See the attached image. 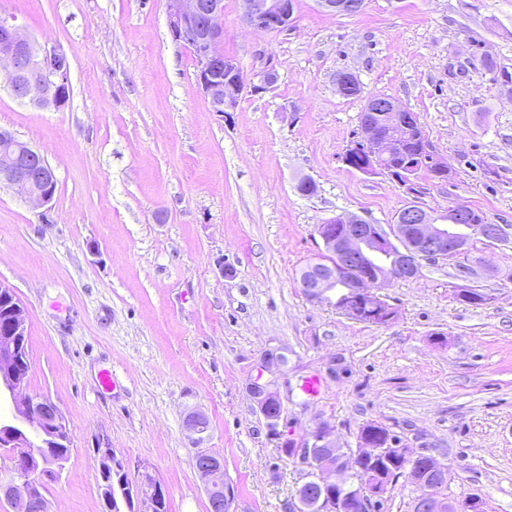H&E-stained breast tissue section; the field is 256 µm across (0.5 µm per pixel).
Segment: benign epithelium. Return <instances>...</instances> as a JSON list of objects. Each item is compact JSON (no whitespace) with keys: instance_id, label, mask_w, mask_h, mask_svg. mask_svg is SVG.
I'll list each match as a JSON object with an SVG mask.
<instances>
[{"instance_id":"obj_1","label":"benign epithelium","mask_w":512,"mask_h":512,"mask_svg":"<svg viewBox=\"0 0 512 512\" xmlns=\"http://www.w3.org/2000/svg\"><path fill=\"white\" fill-rule=\"evenodd\" d=\"M319 5L334 14L358 11L360 0H319ZM245 23L259 31H281L293 21L291 0H243ZM168 28L173 41L194 47L196 81L209 101L212 111L228 112L237 107L248 79L236 61L224 55V0H167ZM0 61L9 67L8 85L12 96L38 108L59 111L71 97L69 64L66 55L39 44L18 23L13 14L0 13ZM369 107L380 118L378 125L360 127L358 144L370 158L371 165L358 172L366 175L388 173L401 186L411 188V200L397 216L391 233L382 231L357 216L336 215L317 226L324 250L341 258L340 265H351L365 274L346 287L349 299L377 304L380 297L372 291L391 278L411 279L422 261L444 258L459 250L448 238V225L469 224L474 234L493 243L512 237V228L490 224L467 206H453L437 217L427 213L417 202L422 188L409 166L386 168L392 159L408 154L412 143L421 144L420 153L438 170L437 182L450 180L448 163L438 157L428 142L420 137L419 124L393 98L371 96ZM0 183L14 188L38 207H50L56 193V178L45 155L26 146L9 164L0 167ZM337 269L311 266L299 275L298 284L314 301L328 299L336 289ZM27 318L14 292L0 284V400L12 404L10 417L0 421V451L11 461L9 477L0 481V500L10 504L12 512H48L47 501L35 494L42 477L43 455L54 448H69V429L60 408L42 396L28 392L29 362L26 352ZM251 393L269 424L278 426L281 402L267 386L255 383ZM356 464L348 467L344 455L335 448L330 430L319 424L306 441H285L282 449L308 469L304 483L314 498L318 512H370L388 490V483L366 481L353 497L343 499L335 489L345 481H332V473L356 472L359 462H375L388 451L369 437L360 440ZM407 478L418 485L431 478H444L447 468L423 450L415 455L401 448ZM195 467L203 481L211 512H229L230 496L224 486V464L216 455L200 449ZM164 495L159 481L148 471L138 474L131 495L121 497L122 507L133 512H156Z\"/></svg>"}]
</instances>
